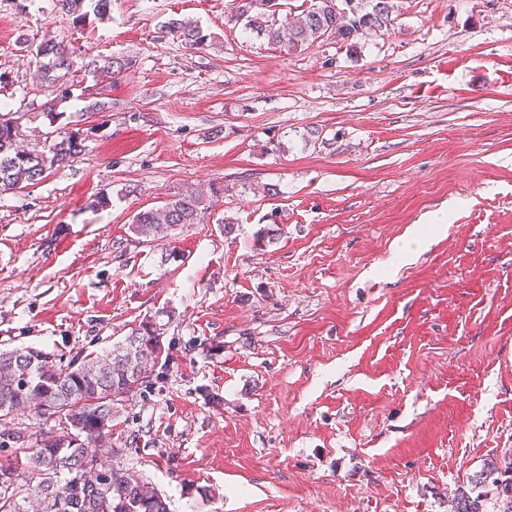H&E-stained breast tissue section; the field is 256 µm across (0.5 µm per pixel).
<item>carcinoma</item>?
Listing matches in <instances>:
<instances>
[{
  "instance_id": "cac0c4a2",
  "label": "carcinoma",
  "mask_w": 512,
  "mask_h": 512,
  "mask_svg": "<svg viewBox=\"0 0 512 512\" xmlns=\"http://www.w3.org/2000/svg\"><path fill=\"white\" fill-rule=\"evenodd\" d=\"M61 9L82 24L87 16L103 18L111 0H58ZM271 0H238L235 18L290 54L304 51L320 40L334 38L357 51V38L365 31H384L398 11L395 0H309L299 14L279 17ZM191 48L202 49L208 35L195 23L174 19L168 25ZM39 64L44 83L54 87L76 72L72 55L58 42L24 45ZM129 61L111 57L99 65L92 60L84 72L114 76ZM16 125L0 114V189L21 190L43 180L48 173L70 166L84 150V137L72 132L43 149L23 150L17 145ZM219 189L179 192L157 209L135 214L131 231L147 240L172 237L176 231L204 220L210 197ZM162 328L144 320L131 332L100 352L56 362L52 354L24 347L0 351V421L10 423L29 409L60 427L34 433L7 429L8 440L34 441L30 454L12 468L0 469V512H169L165 498L130 472L122 457L125 449L112 447V421L119 403L147 386L148 366L162 354ZM97 448L107 449L111 466L100 462ZM501 498L502 512H512V461H491L471 480L469 491L452 500L451 512H482L489 492Z\"/></svg>"
}]
</instances>
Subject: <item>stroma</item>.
Returning a JSON list of instances; mask_svg holds the SVG:
<instances>
[{"mask_svg":"<svg viewBox=\"0 0 512 512\" xmlns=\"http://www.w3.org/2000/svg\"><path fill=\"white\" fill-rule=\"evenodd\" d=\"M234 14L111 0L79 27L57 0H0V113L29 148L86 137L0 193V349L67 361L169 314L112 444L170 512H449L512 458V0H402L354 52L290 54ZM49 37L131 65L51 97L23 48ZM212 187L201 223L131 232ZM441 210L447 231L399 259ZM168 29L191 48L203 49L207 46L209 35L191 21L174 19L169 23Z\"/></svg>","mask_w":512,"mask_h":512,"instance_id":"1","label":"stroma"}]
</instances>
